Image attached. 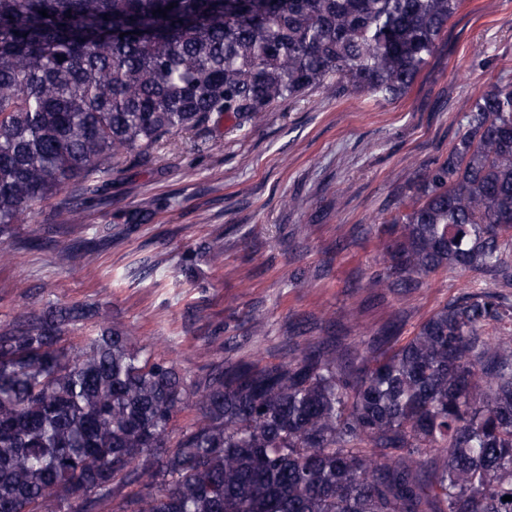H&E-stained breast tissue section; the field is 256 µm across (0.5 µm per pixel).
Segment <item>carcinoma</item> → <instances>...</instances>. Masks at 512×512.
Segmentation results:
<instances>
[{"mask_svg":"<svg viewBox=\"0 0 512 512\" xmlns=\"http://www.w3.org/2000/svg\"><path fill=\"white\" fill-rule=\"evenodd\" d=\"M458 6L0 0V259L36 205L77 185L86 202L57 218L83 223L112 168L169 135L254 126L321 86L402 97ZM463 110L448 157L398 176L415 201L368 287L412 292L440 270L493 285L399 346L392 321L362 350L305 338L194 381L99 303H24L0 318V512H512V305L492 291L512 288V80Z\"/></svg>","mask_w":512,"mask_h":512,"instance_id":"carcinoma-1","label":"carcinoma"}]
</instances>
